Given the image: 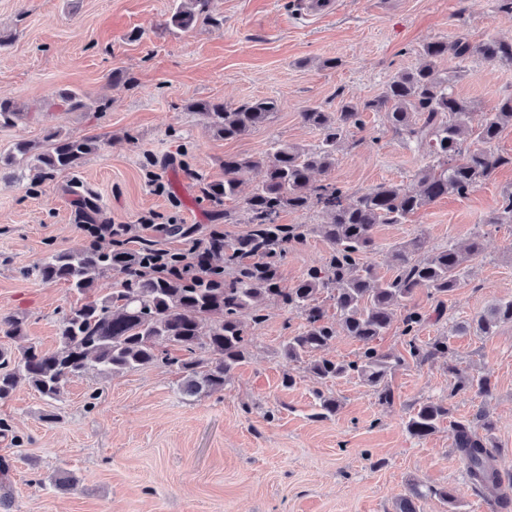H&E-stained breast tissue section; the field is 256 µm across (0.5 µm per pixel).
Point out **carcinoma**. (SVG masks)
I'll use <instances>...</instances> for the list:
<instances>
[{"instance_id": "cac0c4a2", "label": "carcinoma", "mask_w": 512, "mask_h": 512, "mask_svg": "<svg viewBox=\"0 0 512 512\" xmlns=\"http://www.w3.org/2000/svg\"><path fill=\"white\" fill-rule=\"evenodd\" d=\"M213 20L211 0H179L163 27L186 30L199 21ZM475 55L512 66V40L473 44L460 37L451 43L427 42L418 51L420 64L397 72L381 95L362 103H345L336 112L305 107L300 112L302 122L321 134L314 147L280 144L258 157H224V180L204 186L210 200L236 197L237 175L243 169L263 166L265 179L245 199L247 232L224 243L223 250L213 253L192 279L139 272L157 253L152 244L130 248L121 241L110 250L92 247L77 253L51 252L37 260L32 271L42 281H65L80 292L90 291L97 277L107 273L119 274L121 279L111 293L64 314L57 350L44 352L32 343L14 357L1 346L0 400L9 398L22 382L44 398L56 400L68 381L91 370L112 375L159 361L177 367L184 395L221 392L234 370L249 357V336L241 314L246 309L256 311L266 297H275L284 307L303 315V331L288 337L282 355L289 363L312 358L309 370L320 383L356 376L374 388L380 399L390 400L386 379L404 358L379 349L376 342L390 327L394 309L403 308L402 335L407 337L411 357L421 362L446 357L448 373L455 378L454 389L490 396L487 377L466 374L453 365L447 339L425 347L417 344L416 332L426 317L411 306L421 289L446 296L458 288L468 259L481 254L479 238L464 252L448 245L415 262L413 256L427 249L426 238L416 235L393 249L391 262L396 273L390 279L379 277L375 267L364 261V254L373 247L376 225L401 224L436 199L449 193L465 195L498 167L512 164V156L491 149L502 130L512 126V98L490 105L480 128L473 132L468 126L470 105L453 92L458 71L439 69L449 57L462 62ZM193 107L207 116L209 132L227 140L246 136L267 121L276 111V102L258 98L232 108L199 100ZM366 110L385 111L389 130L405 145L413 144L430 157V163L416 175V187L381 183L351 197L328 179L312 184L313 172L327 176L334 169L341 141L350 129L361 126V114ZM32 149L30 143H16L7 154H0V168L25 160ZM96 150L95 137L73 140L48 131L35 156L31 182L74 171ZM314 207L327 217L314 229L306 224L278 223L285 209ZM97 216L95 199L80 196V222L92 226ZM488 223H512V191L503 196L499 214ZM315 229L329 243V256L322 266L284 286L282 267L288 251L303 244ZM323 294L339 312L345 333L361 344L358 359L345 362L316 356L336 338V328L325 322L319 303ZM503 322L512 323V297L497 300L471 319L485 336ZM172 349L181 356H171ZM316 398L318 416L336 414L338 400L334 396L318 391ZM448 413L441 403H424L409 417L407 430L414 437L425 438L439 428ZM479 422L484 434L469 422H457L452 438L467 462L474 489L494 496L502 484L490 445L494 423L483 414ZM425 497L448 506L456 502L446 487L425 489L411 482L400 499L399 512H416L415 501Z\"/></svg>"}]
</instances>
